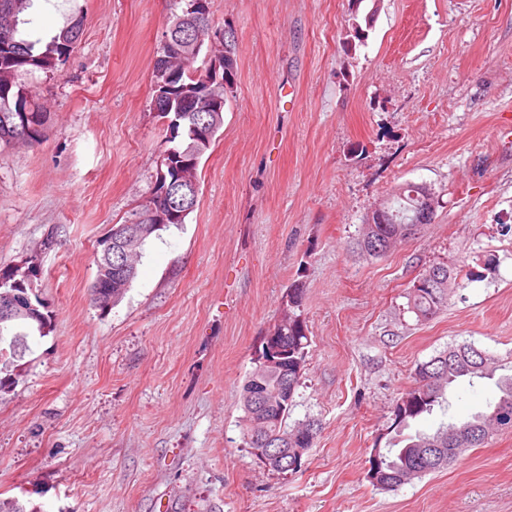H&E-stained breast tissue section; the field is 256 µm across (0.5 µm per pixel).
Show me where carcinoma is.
Masks as SVG:
<instances>
[{
	"label": "carcinoma",
	"mask_w": 512,
	"mask_h": 512,
	"mask_svg": "<svg viewBox=\"0 0 512 512\" xmlns=\"http://www.w3.org/2000/svg\"><path fill=\"white\" fill-rule=\"evenodd\" d=\"M33 0H0V148L11 143H40L47 134L44 114L39 104L22 90L18 77L23 72L39 70L50 72L64 64L82 35L83 18L74 16L47 40L34 38L20 25L31 23L24 18L30 13ZM156 80L165 87L159 88L158 109L168 113L171 126L167 128L170 153L165 157L164 175L169 181L187 160L203 157L209 146L191 137L193 128L214 121V113L206 109L201 98L213 92L224 95V88L212 90L207 86L206 65H196V59L182 58L162 53L156 62ZM424 187L408 184L387 199L388 216L383 224H363L355 242L358 255L378 258L387 254L397 243L410 235L404 233L407 226L419 220L424 209ZM413 285L407 293V311L416 321L431 319L448 304L457 277L443 268L438 280H427ZM289 297L292 305L274 327V334L285 337L288 346L289 372L281 373L276 367L250 373L242 387L240 406L243 410L242 439L245 446L253 448L256 441L252 431L260 428L267 448H288V437L301 428L310 433L309 445L321 431L316 419H308L294 427L287 419L294 402V395L301 377L299 369L305 366L306 347L309 337L304 319L294 312L299 307L300 288H293ZM25 293L26 314L19 319L0 321V362L9 351L11 357H19L28 347L30 330L46 336L51 332L52 319L38 295L31 289L7 284L0 288V297L10 293ZM474 344L464 342L452 346L456 359L448 360L444 350L429 361L417 365L415 383L397 398L392 410V426L396 430L393 442L380 453V467L394 474L395 487L407 481L443 469L459 457L458 444L453 435L467 431L472 438L470 447L481 446L495 431L512 428V375L496 376L501 364L491 355L470 359ZM460 379L469 382L496 380L500 391L498 400L488 410L472 414L466 419L451 420L441 424L433 433L417 431L404 434L412 423L435 408L449 409L448 390ZM423 448H439L441 455L426 460L420 455Z\"/></svg>",
	"instance_id": "carcinoma-1"
}]
</instances>
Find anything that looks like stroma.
<instances>
[{"label":"stroma","mask_w":512,"mask_h":512,"mask_svg":"<svg viewBox=\"0 0 512 512\" xmlns=\"http://www.w3.org/2000/svg\"><path fill=\"white\" fill-rule=\"evenodd\" d=\"M210 6L237 72L198 204L147 242L105 313L98 242L149 196L166 148L152 94L168 5L32 15L33 36L77 13L83 33L58 70L19 78L47 137L0 150V269L38 257L52 315L0 393V496L43 512H512V430L394 491L366 478L417 364L463 341L512 359V0ZM407 182L437 196L432 223L357 257L366 216ZM436 264L464 278L419 324L406 295ZM295 284L310 344L288 421L321 432L277 473L242 442L240 393ZM499 395L459 380L416 428Z\"/></svg>","instance_id":"obj_1"}]
</instances>
